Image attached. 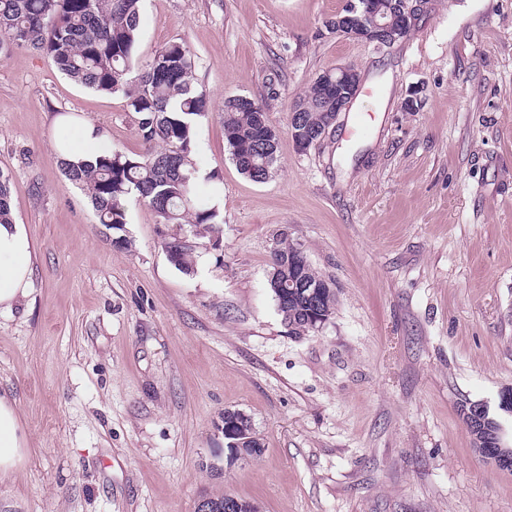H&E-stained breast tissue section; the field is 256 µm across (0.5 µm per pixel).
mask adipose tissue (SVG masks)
I'll list each match as a JSON object with an SVG mask.
<instances>
[{"label": "adipose tissue", "instance_id": "ef3b65f1", "mask_svg": "<svg viewBox=\"0 0 512 512\" xmlns=\"http://www.w3.org/2000/svg\"><path fill=\"white\" fill-rule=\"evenodd\" d=\"M58 156L72 161L86 160L100 153L103 138L89 122H60L54 143ZM32 250L22 225L0 224V309L11 308L30 285ZM29 453L16 406L0 396V477L20 466Z\"/></svg>", "mask_w": 512, "mask_h": 512}]
</instances>
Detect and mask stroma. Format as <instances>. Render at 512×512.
<instances>
[{
  "instance_id": "1",
  "label": "stroma",
  "mask_w": 512,
  "mask_h": 512,
  "mask_svg": "<svg viewBox=\"0 0 512 512\" xmlns=\"http://www.w3.org/2000/svg\"><path fill=\"white\" fill-rule=\"evenodd\" d=\"M345 4L143 0L136 64L184 39L210 95L192 158L222 234L199 239L191 275L167 258L176 225L130 200L118 248L59 167L61 116L145 153L126 99L36 53L0 58V172L33 269L0 310V393L30 448L0 478V512H196L224 494L259 512H512V471L460 416L498 415L512 387V0H426L384 49L330 30ZM344 65L362 94L298 150L294 103ZM235 95L278 134L262 183L226 147ZM355 112L369 129L350 140ZM280 229L336 291L320 332L289 334L277 310ZM228 408L252 417L261 456L228 462Z\"/></svg>"
}]
</instances>
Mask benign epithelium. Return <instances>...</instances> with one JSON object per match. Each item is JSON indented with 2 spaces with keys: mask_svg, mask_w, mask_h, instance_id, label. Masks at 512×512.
I'll use <instances>...</instances> for the list:
<instances>
[{
  "mask_svg": "<svg viewBox=\"0 0 512 512\" xmlns=\"http://www.w3.org/2000/svg\"><path fill=\"white\" fill-rule=\"evenodd\" d=\"M424 6V0H395L392 10L381 12L373 8L369 0H350L348 2V14L339 16L331 21L330 27L338 33H348L349 36L359 39L374 38L379 44L386 45L385 37L392 36L395 20H401L402 29L412 27L415 16ZM336 75V93H338L337 111L341 112L358 95L359 74L352 67H336L324 72L325 76ZM269 279L274 281L279 288V301L288 300V293L311 287V284L299 280L296 277H283L274 270L269 273ZM495 426L493 435L496 437V447L480 448L479 454L488 462L501 469L512 467V457L505 454V446L502 438V425L496 419H490ZM224 446L228 450V460L236 462L247 460L263 451L261 440L237 430L232 421L224 420Z\"/></svg>",
  "mask_w": 512,
  "mask_h": 512,
  "instance_id": "7a95c632",
  "label": "benign epithelium"
}]
</instances>
